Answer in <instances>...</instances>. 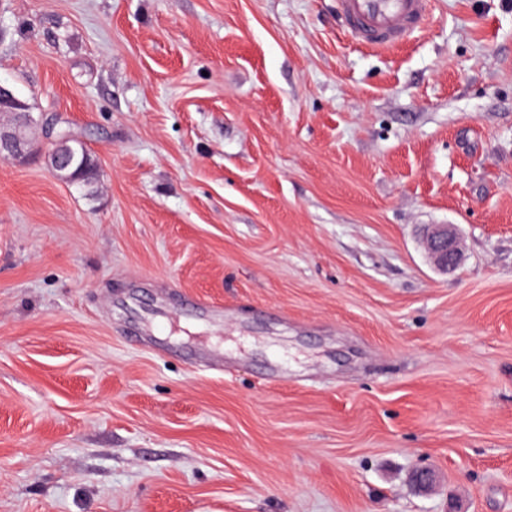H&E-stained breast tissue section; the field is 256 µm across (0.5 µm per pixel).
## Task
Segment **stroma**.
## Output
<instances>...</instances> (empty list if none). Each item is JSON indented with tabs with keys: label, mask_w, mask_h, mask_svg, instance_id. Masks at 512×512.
<instances>
[{
	"label": "stroma",
	"mask_w": 512,
	"mask_h": 512,
	"mask_svg": "<svg viewBox=\"0 0 512 512\" xmlns=\"http://www.w3.org/2000/svg\"><path fill=\"white\" fill-rule=\"evenodd\" d=\"M0 85L99 166L0 161V512H512V0H0ZM428 0H336L340 19L352 41L373 48L399 43L423 28ZM422 243L437 271L448 274L461 265L463 252L456 225L427 224Z\"/></svg>",
	"instance_id": "35a3bbf8"
}]
</instances>
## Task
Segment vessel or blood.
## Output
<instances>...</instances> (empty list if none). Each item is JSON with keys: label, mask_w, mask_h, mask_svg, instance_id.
<instances>
[{"label": "vessel or blood", "mask_w": 512, "mask_h": 512, "mask_svg": "<svg viewBox=\"0 0 512 512\" xmlns=\"http://www.w3.org/2000/svg\"><path fill=\"white\" fill-rule=\"evenodd\" d=\"M428 0H336L347 36L373 48L399 43L423 28Z\"/></svg>", "instance_id": "1"}]
</instances>
